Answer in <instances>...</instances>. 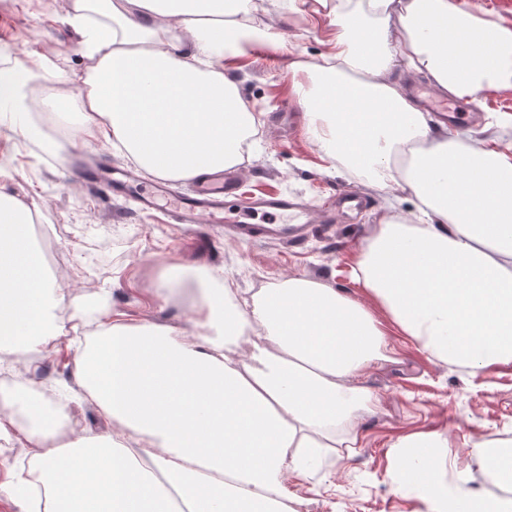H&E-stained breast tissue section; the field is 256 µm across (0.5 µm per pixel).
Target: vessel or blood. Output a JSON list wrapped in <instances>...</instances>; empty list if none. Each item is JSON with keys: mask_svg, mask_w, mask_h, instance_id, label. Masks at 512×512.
I'll list each match as a JSON object with an SVG mask.
<instances>
[{"mask_svg": "<svg viewBox=\"0 0 512 512\" xmlns=\"http://www.w3.org/2000/svg\"><path fill=\"white\" fill-rule=\"evenodd\" d=\"M411 90L426 110L435 113L446 122L453 123L463 119L457 103L435 96L419 84H412ZM108 187L115 193L138 190L142 205L149 210L169 211L170 215L183 224H197L208 221L212 224H225V213L237 210L240 212H260L267 221L256 224L237 221L225 224L231 237L241 241L276 238L294 247L302 246L310 234V226L305 223L307 214L303 204L283 196L268 195L264 197H242V183L238 176L221 169L200 174L192 194L169 198L164 184H156L149 189H137L130 174L112 179ZM367 200L357 193H330L322 206L324 223H333L343 208L363 210Z\"/></svg>", "mask_w": 512, "mask_h": 512, "instance_id": "obj_1", "label": "vessel or blood"}]
</instances>
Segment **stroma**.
<instances>
[{
    "label": "stroma",
    "mask_w": 512,
    "mask_h": 512,
    "mask_svg": "<svg viewBox=\"0 0 512 512\" xmlns=\"http://www.w3.org/2000/svg\"><path fill=\"white\" fill-rule=\"evenodd\" d=\"M316 6V0H264L255 22L271 25L279 43L255 49L230 72L250 109L298 116L296 126L268 123L255 136L241 166L248 190L282 193L313 213L335 190L355 189L372 202L367 213L317 230L303 248L240 242L225 237L220 224H178L141 211L136 193L116 199L104 185H87L77 174L78 166L101 160L130 165L123 151L84 141L74 121L40 111L27 96L21 99L31 112L27 128L16 126L10 114L0 115V192L30 208L45 226L48 248L63 261L51 273L65 290L63 304L54 311L60 336L52 352L33 355L23 368L26 376L40 375L36 387L41 392L77 386V354L89 330L107 317L190 329V301L161 292L169 264L223 271L240 298L284 277L311 279L373 307L375 316L385 319L355 280L357 255L389 205L407 212L416 199L407 191L393 194L369 186L366 176L327 157L314 143L290 64L320 62L330 49L336 22ZM19 62L29 68L32 83L47 91L71 89L73 77L90 66L61 0H0V68ZM474 105L484 112V121L457 123L449 126V134H462L481 148L511 146L512 129L498 121L512 114V91H481ZM50 140L57 143L52 153L43 148ZM387 332L389 360L373 363L364 376L377 403L345 424L344 445L322 449L313 468L289 476L290 512H420L414 494L391 489L400 440L415 434L448 437L443 457L463 466L472 442L512 438V364L473 377L435 362L396 327ZM35 478L32 453L21 434L0 439V512H19L7 491L18 480Z\"/></svg>",
    "instance_id": "stroma-1"
}]
</instances>
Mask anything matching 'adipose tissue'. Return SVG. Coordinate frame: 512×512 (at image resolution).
I'll return each instance as SVG.
<instances>
[{
	"label": "adipose tissue",
	"instance_id": "adipose-tissue-1",
	"mask_svg": "<svg viewBox=\"0 0 512 512\" xmlns=\"http://www.w3.org/2000/svg\"><path fill=\"white\" fill-rule=\"evenodd\" d=\"M337 25L321 63L295 84L316 144L376 185L409 188L417 211L389 206L356 276L395 325L436 361L470 375L512 363V147L497 151L432 128L395 74L425 73L456 98L512 89V28L472 0H319ZM252 0H72L93 61L66 101L88 142L126 151L149 174L190 179L242 163L261 113L247 108L224 61L266 29L239 24ZM196 285L195 331L100 323L78 356L81 392L29 389L0 398V437L22 430L44 495L25 483L20 512H286L288 474L339 443L375 394L363 369L387 333L361 305L302 278L238 307L220 271L173 265L162 285ZM63 300L33 246L29 210L0 194V335L28 355L59 333ZM90 399L111 439L53 445ZM28 417L18 428L17 409ZM395 492L427 512H512V442L472 444L471 464L444 465L435 438L403 439ZM505 489L489 494L473 470Z\"/></svg>",
	"mask_w": 512,
	"mask_h": 512
}]
</instances>
